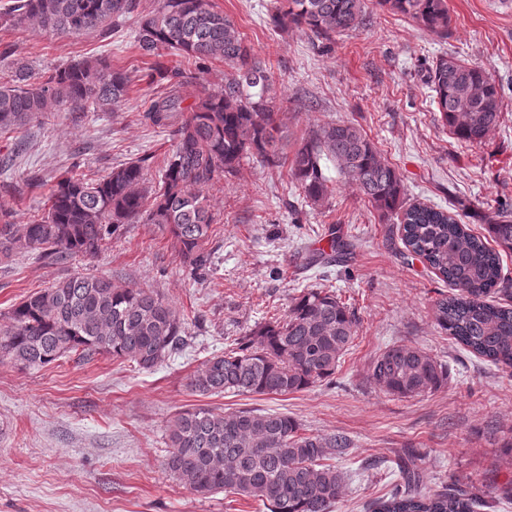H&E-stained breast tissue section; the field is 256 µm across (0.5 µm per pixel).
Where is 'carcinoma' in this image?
I'll list each match as a JSON object with an SVG mask.
<instances>
[{
    "instance_id": "cac0c4a2",
    "label": "carcinoma",
    "mask_w": 512,
    "mask_h": 512,
    "mask_svg": "<svg viewBox=\"0 0 512 512\" xmlns=\"http://www.w3.org/2000/svg\"><path fill=\"white\" fill-rule=\"evenodd\" d=\"M368 0H277L271 15L280 28H297L332 42L362 23ZM423 29L448 35L446 0H378ZM140 0H7L0 24H32L55 35L109 33L138 12L135 45L144 57L168 50L204 70L220 61L230 69L224 86L208 89L201 76L155 63L151 81L167 82L145 118L172 129V152L156 183L146 159L112 168L100 179L66 171L47 198L44 215L25 223L0 208V261L34 254L53 262L89 259L124 224H154L168 234L184 265L197 272L212 212L204 191L238 172L247 156L267 166L289 165L307 201L328 193L321 161H336L341 174L383 216L398 215L405 247L457 294L434 305L437 325L469 352L512 368V306L490 299L504 291L502 253L512 251V216L490 217V240L472 234L447 211L406 204L395 169L385 163L360 126L342 121L291 138L275 112L270 69L245 43L234 21L209 0H159L140 11ZM197 84L194 102L183 106L187 78ZM433 103L449 132L478 144L502 114L495 80L480 66L455 55L436 58L428 75ZM129 77L103 56L74 60L36 74L26 66L0 77V131L7 132L51 110L112 112L125 100ZM356 336V317L336 292L307 288L291 299L281 320L259 323L188 379L199 395H287L336 374ZM187 342V319L156 289L120 288L112 279L76 273L17 305L0 324V360L44 368L65 355L106 354L150 370ZM368 378L380 390L414 397L441 386L446 366L417 347L391 345L370 363ZM171 448L165 466L189 490L224 491L259 501L268 512H332L350 479L336 465L351 447L342 433L306 435L285 413L240 409L218 413L191 408L168 425ZM401 482L373 512H476V492L423 486L418 471L400 465Z\"/></svg>"
}]
</instances>
